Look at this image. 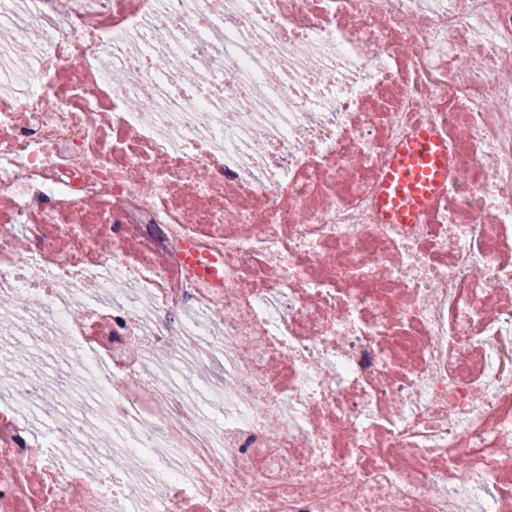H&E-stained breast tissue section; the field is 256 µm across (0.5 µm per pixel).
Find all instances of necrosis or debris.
I'll return each instance as SVG.
<instances>
[{"label": "necrosis or debris", "mask_w": 512, "mask_h": 512, "mask_svg": "<svg viewBox=\"0 0 512 512\" xmlns=\"http://www.w3.org/2000/svg\"><path fill=\"white\" fill-rule=\"evenodd\" d=\"M0 29V512H512V0ZM447 167V150L429 131H424L416 142L400 146L384 174L386 191L382 203L389 222H410L422 199L439 185Z\"/></svg>", "instance_id": "1"}]
</instances>
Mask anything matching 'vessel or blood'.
Returning <instances> with one entry per match:
<instances>
[{
  "mask_svg": "<svg viewBox=\"0 0 512 512\" xmlns=\"http://www.w3.org/2000/svg\"><path fill=\"white\" fill-rule=\"evenodd\" d=\"M447 167L448 153L431 132H423L416 142L399 147L384 174L382 203L389 222H410L422 199L439 185Z\"/></svg>",
  "mask_w": 512,
  "mask_h": 512,
  "instance_id": "obj_1",
  "label": "vessel or blood"
}]
</instances>
